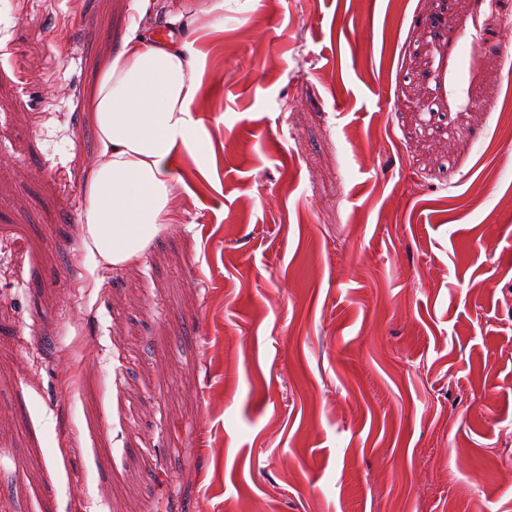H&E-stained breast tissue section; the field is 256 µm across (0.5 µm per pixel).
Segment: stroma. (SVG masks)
Here are the masks:
<instances>
[{"label":"stroma","mask_w":512,"mask_h":512,"mask_svg":"<svg viewBox=\"0 0 512 512\" xmlns=\"http://www.w3.org/2000/svg\"><path fill=\"white\" fill-rule=\"evenodd\" d=\"M211 2L0 0V512H512V0ZM134 28L211 152L113 268ZM186 46L135 35L109 55L88 107L105 160L85 178L86 251L112 267L138 262L180 210L170 159L205 154L192 117L200 75Z\"/></svg>","instance_id":"stroma-1"}]
</instances>
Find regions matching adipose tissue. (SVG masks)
Segmentation results:
<instances>
[{
  "mask_svg": "<svg viewBox=\"0 0 512 512\" xmlns=\"http://www.w3.org/2000/svg\"><path fill=\"white\" fill-rule=\"evenodd\" d=\"M200 88L187 48L128 37L88 96L104 156L85 178L86 251L112 267L138 262L180 209L170 159L203 154L210 140L192 117Z\"/></svg>",
  "mask_w": 512,
  "mask_h": 512,
  "instance_id": "adipose-tissue-1",
  "label": "adipose tissue"
}]
</instances>
